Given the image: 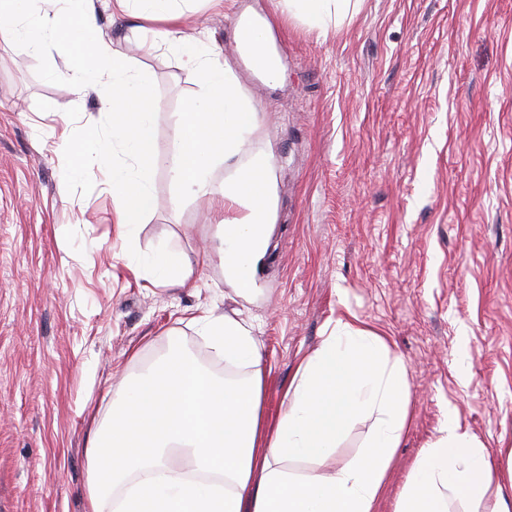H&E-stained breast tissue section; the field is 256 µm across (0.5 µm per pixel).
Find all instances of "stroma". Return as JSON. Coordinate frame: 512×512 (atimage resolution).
I'll list each match as a JSON object with an SVG mask.
<instances>
[{"instance_id":"obj_1","label":"stroma","mask_w":512,"mask_h":512,"mask_svg":"<svg viewBox=\"0 0 512 512\" xmlns=\"http://www.w3.org/2000/svg\"><path fill=\"white\" fill-rule=\"evenodd\" d=\"M267 19L283 69L270 82L233 44L245 9ZM207 29L270 150L278 185L264 269L240 297L219 259L196 290L138 272L112 221V188L57 149L106 128L97 93L75 94L63 51L0 42V512H86L91 415L164 353L176 330L216 374L188 325L239 313L263 354L275 419L302 359L337 319L377 331L403 361L410 425L379 512L448 408L506 467L512 448V0H363L320 30L282 0H195L185 33ZM125 44L152 82L156 204L140 218L149 251L213 249L220 200L171 205L172 125L195 76L159 42Z\"/></svg>"}]
</instances>
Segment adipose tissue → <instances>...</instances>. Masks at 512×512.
<instances>
[{"label":"adipose tissue","mask_w":512,"mask_h":512,"mask_svg":"<svg viewBox=\"0 0 512 512\" xmlns=\"http://www.w3.org/2000/svg\"><path fill=\"white\" fill-rule=\"evenodd\" d=\"M191 0H0V40L28 54L66 42L73 89L98 92L112 120L82 144L62 139L78 168L96 165L112 180L115 220L137 265L157 282L196 285L208 255L189 256L175 245L137 250L140 216L154 204L151 172L159 161L153 140L157 113L140 99L148 77L131 66L101 30L98 7L113 23L164 22L157 36L197 76L200 92L174 122L181 148L170 172L176 199L221 197L216 226L224 282L238 295L254 287L266 256L277 201L273 154L252 150L259 118L204 30L183 34ZM362 0H283L289 15L327 27L356 12ZM223 181H215L216 166ZM225 364L243 369L217 378L180 344L159 358L112 402L109 423L88 432L90 461H112V503L98 482L89 486V512H378L395 448L409 425L410 383L403 362L373 329L337 320L299 362L275 423L261 411L262 355L247 323L231 315L191 320ZM372 425L363 451L344 466L330 464L350 426ZM140 434L146 456L128 451ZM302 461L311 470L299 469ZM512 512V481L502 482L482 443L448 412L440 436L422 448L407 475L395 512Z\"/></svg>","instance_id":"adipose-tissue-1"}]
</instances>
